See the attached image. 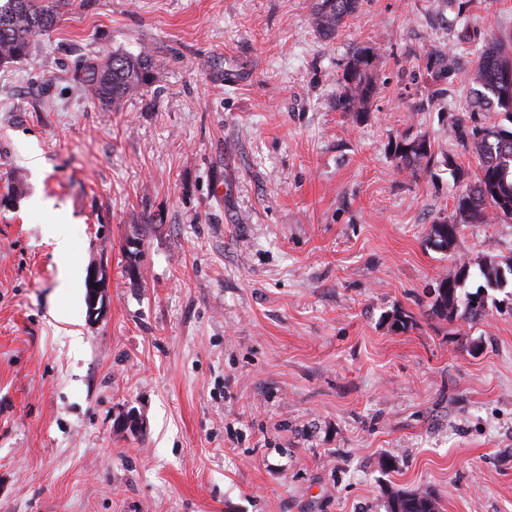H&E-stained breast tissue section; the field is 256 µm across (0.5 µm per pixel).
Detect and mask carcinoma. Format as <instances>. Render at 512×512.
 Segmentation results:
<instances>
[{
    "label": "carcinoma",
    "mask_w": 512,
    "mask_h": 512,
    "mask_svg": "<svg viewBox=\"0 0 512 512\" xmlns=\"http://www.w3.org/2000/svg\"><path fill=\"white\" fill-rule=\"evenodd\" d=\"M73 0H0V67L27 56L40 38L68 13ZM360 0H315L313 24L325 37L336 34L345 18L354 14ZM373 52L355 49L339 78L341 91L336 108L361 120L365 105L375 94L377 84L371 73ZM159 67L149 54L137 56L114 51L110 55L87 57L81 61L77 77L85 91L105 109H119L129 98L151 85ZM512 45L495 38L480 53L470 75L471 94L476 106L467 116L452 121L453 133L478 158L479 173L474 184L459 195L453 218L433 224L432 243L449 250L461 224L489 221L512 223V128L500 121L475 122V112H494L512 124ZM397 168L413 172L435 162L431 141L416 134L397 143ZM471 265L458 264L454 275L442 277L430 289L431 314L453 321L458 317L476 320L486 313L485 288L463 291ZM486 288H499L505 282L497 265L479 266ZM387 512H439L438 501L427 492L386 491Z\"/></svg>",
    "instance_id": "carcinoma-1"
}]
</instances>
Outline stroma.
<instances>
[{
  "label": "stroma",
  "instance_id": "1",
  "mask_svg": "<svg viewBox=\"0 0 512 512\" xmlns=\"http://www.w3.org/2000/svg\"><path fill=\"white\" fill-rule=\"evenodd\" d=\"M312 4L74 0L0 68V512H386L388 486L512 512V276L474 321L426 293L512 258V223L437 249L465 184L393 155L422 132L477 172L448 117L512 0H360L331 39ZM357 47L360 121L336 108ZM112 51L161 66L106 111L75 74ZM44 201L74 245L64 322ZM373 52L370 48L355 49L339 78L341 91L336 98V108L356 120L366 116L365 105L375 94L377 84L371 73Z\"/></svg>",
  "mask_w": 512,
  "mask_h": 512
}]
</instances>
